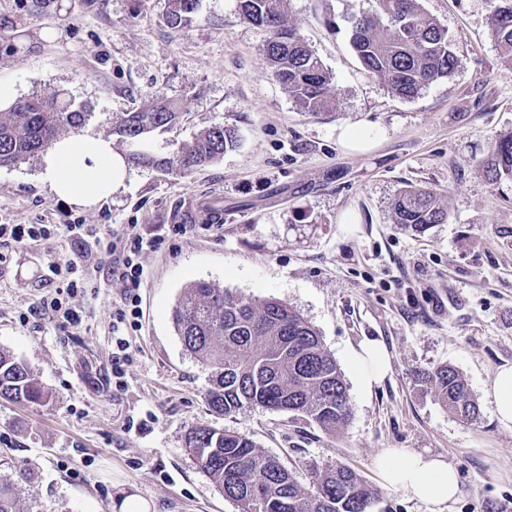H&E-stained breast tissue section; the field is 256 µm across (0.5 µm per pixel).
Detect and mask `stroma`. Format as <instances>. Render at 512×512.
<instances>
[{
    "label": "stroma",
    "mask_w": 512,
    "mask_h": 512,
    "mask_svg": "<svg viewBox=\"0 0 512 512\" xmlns=\"http://www.w3.org/2000/svg\"><path fill=\"white\" fill-rule=\"evenodd\" d=\"M448 32L454 72L410 99L368 74L350 45L348 19L374 0H289L288 20L331 77L335 108L306 112L263 55L268 33L242 18L237 0H199L181 28L166 0H0V82L16 97L66 92L94 117L176 100L182 115L148 150L170 157L213 124L235 129V147L180 175L132 164L126 189L96 207L59 202L39 178L40 161L0 168V224H82L84 239L59 234L0 243V349L50 391L44 404L0 399V475L25 470L21 512H112L124 493L151 512H238L185 448L208 424L246 434L301 485L313 463H340L374 486L373 512H428L388 486L377 455L406 448L443 457L458 474L445 512H512V427L487 394L512 366V179L488 181L479 163L512 135V63L491 36L493 0H419ZM58 38L45 42L42 29ZM352 128L367 140L351 152ZM448 197V218L424 233L395 224L405 186ZM222 209L219 223L172 229L184 211ZM138 225L160 237L141 258L136 325L122 380L112 362V316L124 290L112 266L90 267L93 288L69 298L82 318L62 325L43 301L48 265L98 250L103 225ZM209 281L256 300L277 299L320 333L348 386L351 418L336 435L288 412L233 417L206 401L209 370L187 353L172 310L185 287ZM381 342L390 370L371 392L352 353ZM442 364L466 379L481 411L471 424L419 382Z\"/></svg>",
    "instance_id": "1"
}]
</instances>
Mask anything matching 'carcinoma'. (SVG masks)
Segmentation results:
<instances>
[{
    "label": "carcinoma",
    "mask_w": 512,
    "mask_h": 512,
    "mask_svg": "<svg viewBox=\"0 0 512 512\" xmlns=\"http://www.w3.org/2000/svg\"><path fill=\"white\" fill-rule=\"evenodd\" d=\"M244 20L270 33L263 53L277 80L313 114L334 107L331 77L297 31L288 25V0H237ZM197 0H168L166 21L177 28ZM491 34L512 62V0H495ZM351 46L363 66L392 93L413 98L427 85L449 76L457 57L447 30L418 0H375V9L352 18ZM181 112L168 103L107 118L109 133L132 148L141 163L189 174L234 147L235 131L223 124L207 128L171 157L145 149L149 136L163 133ZM94 113L59 94H31L0 111V168L33 159L54 140L78 133ZM490 181L512 178V136L495 143L480 165ZM395 223L423 233L443 224L448 204L433 190L409 185L394 199ZM185 350L210 370L207 403L233 416L247 408L287 411L334 435L350 420L348 389L340 367L319 332L297 310L275 299L255 301L220 286L188 285L173 312ZM425 386L448 412L470 423L480 408L459 370L440 365L423 376ZM0 399L45 403L49 391L22 360L0 349ZM185 445L201 469L233 501L238 512H372L377 490L342 464L311 467L310 487L245 434L200 425ZM0 512H19L14 481L0 476Z\"/></svg>",
    "instance_id": "carcinoma-1"
}]
</instances>
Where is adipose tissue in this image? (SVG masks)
Returning a JSON list of instances; mask_svg holds the SVG:
<instances>
[{
  "mask_svg": "<svg viewBox=\"0 0 512 512\" xmlns=\"http://www.w3.org/2000/svg\"><path fill=\"white\" fill-rule=\"evenodd\" d=\"M40 178L57 199L90 208L124 188L129 164L114 150L111 138L65 136L42 154ZM354 360L360 385L367 391L379 385L390 370L386 347L373 340L360 344ZM376 468L388 484L425 503L430 512H442L457 493V473L439 456L389 448L377 456Z\"/></svg>",
  "mask_w": 512,
  "mask_h": 512,
  "instance_id": "1",
  "label": "adipose tissue"
}]
</instances>
